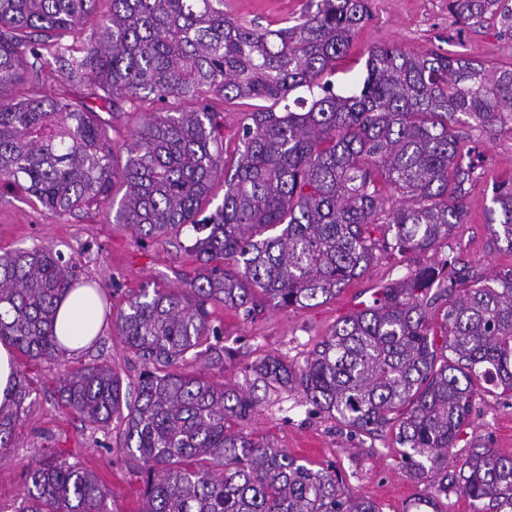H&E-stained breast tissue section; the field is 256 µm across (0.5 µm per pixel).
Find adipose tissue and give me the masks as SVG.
Instances as JSON below:
<instances>
[{"instance_id":"adipose-tissue-1","label":"adipose tissue","mask_w":512,"mask_h":512,"mask_svg":"<svg viewBox=\"0 0 512 512\" xmlns=\"http://www.w3.org/2000/svg\"><path fill=\"white\" fill-rule=\"evenodd\" d=\"M104 304L94 289L79 287L61 297L56 305L55 334L62 351L69 356L84 351L100 334Z\"/></svg>"}]
</instances>
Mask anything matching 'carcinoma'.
<instances>
[{"mask_svg": "<svg viewBox=\"0 0 512 512\" xmlns=\"http://www.w3.org/2000/svg\"><path fill=\"white\" fill-rule=\"evenodd\" d=\"M102 1L100 33L77 58L61 39ZM448 10L466 25L491 21L512 42V0H448ZM367 15V0H309L295 24L259 30L224 15V0H0V89L38 77L50 42L69 84L0 101V187L71 212L109 199L119 180L115 221L139 241L193 232L195 276L183 288L141 289L117 316L143 365L135 400L105 364L60 377L62 409L103 429L127 412L121 448L145 475L138 512H380L342 496L335 472L232 431L229 422L258 405L252 392L174 371L202 346L211 366L224 367V347L210 342L222 336L212 302L249 319L268 306L326 301L377 254L431 250L462 223L465 185L478 173L452 125H512V68L379 47L362 86L340 93L336 60ZM77 85L86 90L74 93ZM210 92L270 102L250 113L233 170H224V116L206 102ZM143 95L193 107L152 114L123 144L118 169L86 99L113 108ZM219 178L224 198L204 216ZM384 187L403 198L399 206L385 207ZM491 203L490 229L512 250V184L495 187ZM75 277L76 263L52 244L0 255V341L58 360L56 301ZM253 372L298 390L352 435L394 433L409 474L420 477L430 462L440 492L482 501V512H512V456L477 446L448 472L476 392H512V268L483 282L453 260L416 268L337 322L305 366L269 357ZM28 396L17 385L14 409L0 412L1 449ZM24 470L20 512H103L106 488L93 472L38 451Z\"/></svg>", "mask_w": 512, "mask_h": 512, "instance_id": "cac0c4a2", "label": "carcinoma"}]
</instances>
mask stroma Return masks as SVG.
<instances>
[{"mask_svg":"<svg viewBox=\"0 0 512 512\" xmlns=\"http://www.w3.org/2000/svg\"><path fill=\"white\" fill-rule=\"evenodd\" d=\"M308 0H224L225 14L246 25L276 29L299 16ZM398 47L409 52L435 50L485 62L490 68L512 65V45L501 40L496 27H470L449 12L448 0H369V17L356 31L350 48L336 61L337 87L350 88L366 75L370 50ZM208 101L224 115V160L237 158L242 127L257 103L250 99L227 100L212 93ZM107 127L117 163H124L123 149L130 134L156 112L149 98L121 102ZM460 143L470 149L480 178L466 198L462 224L434 250L424 253L379 254L372 265L350 281L336 297L303 308L265 309L246 319L215 302L210 306L222 343L235 356L223 369L209 367L204 357H190L179 373L253 390L260 403L253 415L236 428L253 440L286 451L313 469H335L342 492L372 500L381 512H417L418 499L432 496L440 512H477L479 505L453 490L441 495L430 476L410 477L403 450L391 432L351 436L335 420L303 403L296 391L267 388L251 372L253 364L274 355L299 368L315 346L345 316L370 300L375 288L402 278L409 269L448 257L458 258L477 278H488L512 268V251L496 240L487 224V209L495 185L512 184V131L480 132L457 126ZM112 203L59 213L33 201L20 187L0 189V254L19 248L52 243L65 257L74 258L80 280L101 286L110 318L99 339L84 353L69 357L67 365L90 363L112 367L124 382H137L143 369L129 352L113 323L119 311L141 288L163 290L182 287L198 267L186 248L188 233L172 232L139 244L130 227L116 223ZM18 377L31 391L24 407V422L14 432V445L0 453V512H14L25 488L24 465L34 450L63 456L93 471L108 489L106 512H138L144 484L126 463L119 446L126 421L113 417L100 428L58 404L62 367L47 360L15 357ZM471 427L465 429L452 450L462 458L474 440H482L501 453L512 455V393L492 388L472 402Z\"/></svg>","mask_w":512,"mask_h":512,"instance_id":"obj_1","label":"stroma"}]
</instances>
